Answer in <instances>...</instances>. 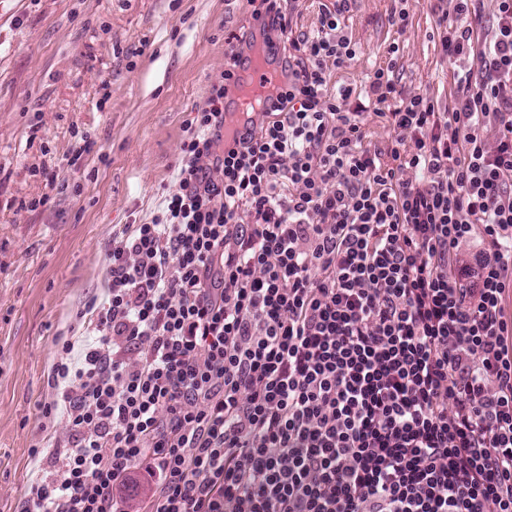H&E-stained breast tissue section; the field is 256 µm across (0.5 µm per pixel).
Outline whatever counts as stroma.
<instances>
[{
	"mask_svg": "<svg viewBox=\"0 0 512 512\" xmlns=\"http://www.w3.org/2000/svg\"><path fill=\"white\" fill-rule=\"evenodd\" d=\"M436 5L348 0L341 24L356 57L332 73L331 89L352 87V102H364L395 45L405 91L447 103L454 74L439 51ZM254 24L246 0H8L0 9V512H18L35 477L30 450L55 337L90 334L77 314L106 297L113 228L150 223L175 189L188 123L224 70L227 39ZM78 130L94 147L71 167ZM42 197L46 205L19 207Z\"/></svg>",
	"mask_w": 512,
	"mask_h": 512,
	"instance_id": "1",
	"label": "stroma"
}]
</instances>
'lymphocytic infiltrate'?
<instances>
[{
    "label": "lymphocytic infiltrate",
    "instance_id": "1",
    "mask_svg": "<svg viewBox=\"0 0 512 512\" xmlns=\"http://www.w3.org/2000/svg\"><path fill=\"white\" fill-rule=\"evenodd\" d=\"M246 2L288 83L225 148L231 45L177 188L113 230L96 337L55 339L53 465L21 512H127L129 484L139 512H512V0L472 24L447 0L448 105L406 93L389 47L367 91L384 152L329 89L356 56L347 0L311 36ZM368 114L364 115V132L365 139L363 141V145L372 150H385L389 141L391 140V132L387 123L383 118H379L373 114L374 106L371 104L369 107H366V111Z\"/></svg>",
    "mask_w": 512,
    "mask_h": 512
}]
</instances>
